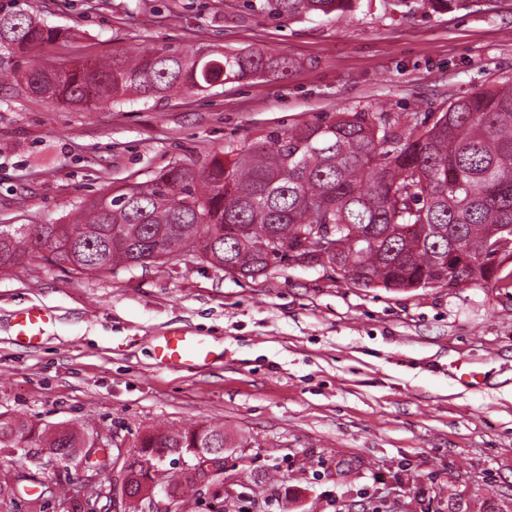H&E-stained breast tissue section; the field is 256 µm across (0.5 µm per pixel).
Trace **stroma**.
<instances>
[{"instance_id": "obj_1", "label": "stroma", "mask_w": 512, "mask_h": 512, "mask_svg": "<svg viewBox=\"0 0 512 512\" xmlns=\"http://www.w3.org/2000/svg\"><path fill=\"white\" fill-rule=\"evenodd\" d=\"M22 6L68 32L36 50L42 66L190 46L295 66L91 110L0 84V224H67L171 163L201 168L339 112L423 122L512 83V0H358L292 20L243 0ZM31 306L52 321L25 349L12 321ZM175 327L205 337L217 360L159 366L156 340ZM0 413L111 433L131 458L147 433L223 428V492L183 489L177 512H512V288H362L326 266L251 279L192 254L84 275L36 255L0 270ZM38 478L45 512L59 489L90 492L81 471L53 461Z\"/></svg>"}]
</instances>
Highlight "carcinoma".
Segmentation results:
<instances>
[{"label":"carcinoma","mask_w":512,"mask_h":512,"mask_svg":"<svg viewBox=\"0 0 512 512\" xmlns=\"http://www.w3.org/2000/svg\"><path fill=\"white\" fill-rule=\"evenodd\" d=\"M357 0H262L277 19L340 15ZM0 0V49L27 56L60 37ZM285 56L259 51L162 48L132 62L120 50L87 67L32 66L27 87L52 103L92 109L129 94L165 99L204 92L213 80L240 81L263 73L283 77ZM331 226L336 252L320 258L301 233ZM512 240V84L482 89L448 105L431 123L386 112H338L303 123L248 150L234 149L202 169L173 163L151 182L90 202L73 224H1L0 268L35 253L54 265L89 274L120 266H147L195 254L243 278L265 276L286 257L329 265L363 288H427L457 282L504 283L496 276L487 241ZM23 425L0 414V449L17 445ZM100 432L80 428L28 431L30 447L82 469L94 468L111 484L112 456L94 450ZM227 447L224 430L195 426L147 434L139 443L156 469L155 487L168 482L164 458L194 448ZM38 491L30 494L28 490ZM36 474L0 470V512L25 501L43 508Z\"/></svg>","instance_id":"obj_1"}]
</instances>
